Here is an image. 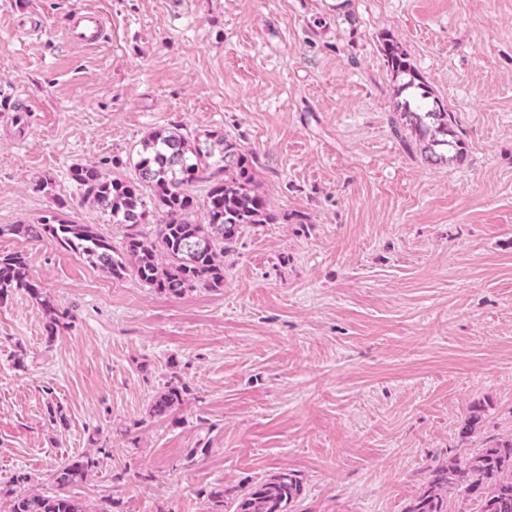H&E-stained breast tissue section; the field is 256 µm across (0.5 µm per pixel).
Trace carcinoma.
<instances>
[{
	"instance_id": "obj_1",
	"label": "carcinoma",
	"mask_w": 512,
	"mask_h": 512,
	"mask_svg": "<svg viewBox=\"0 0 512 512\" xmlns=\"http://www.w3.org/2000/svg\"><path fill=\"white\" fill-rule=\"evenodd\" d=\"M384 65L400 80L396 88L399 119L414 132L425 161L432 165L462 162L467 144L453 129L455 119L412 66L407 51L391 36L379 44ZM132 178L111 177L96 165L76 164L69 179L84 193L87 203L112 216L124 229L120 245L112 244L97 224H75L56 216L37 224H5L8 232L27 240L53 239L78 253L89 264L116 278L132 275L145 286L179 297L197 288L224 287L225 245L240 231L269 224L275 217L259 192L252 155L222 130L189 137L179 130H156L144 137L132 159ZM208 183L206 196L193 188ZM203 210L205 220L192 214ZM163 215L155 233L141 230L149 214ZM23 291L43 314L48 338L70 325V315L36 284L23 254H0V300ZM183 402V388L168 384L151 401L149 417L164 418ZM99 461L89 456L63 458L49 474L52 490L19 494L15 486L24 474L0 485L7 512H89L66 490L87 480ZM462 489L470 496L472 512H512V439L499 441L448 461L430 475L421 493L405 512H448L444 492ZM302 487L284 469L251 485L218 487L208 494L210 512H290Z\"/></svg>"
}]
</instances>
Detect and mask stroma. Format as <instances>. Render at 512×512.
I'll use <instances>...</instances> for the list:
<instances>
[{
  "label": "stroma",
  "mask_w": 512,
  "mask_h": 512,
  "mask_svg": "<svg viewBox=\"0 0 512 512\" xmlns=\"http://www.w3.org/2000/svg\"><path fill=\"white\" fill-rule=\"evenodd\" d=\"M78 9L103 40L69 39ZM383 34L464 163L403 149ZM172 127L235 138L275 221L225 250L223 288L178 298L0 236L72 314L51 339L26 293L0 301V483L45 491L88 455L77 498L207 512L212 487L288 469L293 512H403L433 469L512 437V0H0V225L121 238L68 170L128 176ZM171 382L182 404L150 418Z\"/></svg>",
  "instance_id": "obj_1"
}]
</instances>
